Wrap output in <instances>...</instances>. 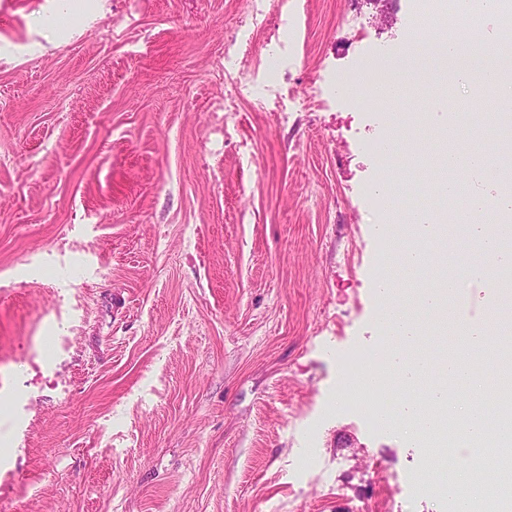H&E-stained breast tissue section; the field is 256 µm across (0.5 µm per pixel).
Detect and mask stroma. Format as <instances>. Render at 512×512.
<instances>
[{
  "mask_svg": "<svg viewBox=\"0 0 512 512\" xmlns=\"http://www.w3.org/2000/svg\"><path fill=\"white\" fill-rule=\"evenodd\" d=\"M425 0H0V512H451L335 409L382 342L363 141L443 112ZM415 53L403 102L336 92ZM463 146L504 101L455 88ZM471 115L462 124V115ZM512 296L465 281L485 324ZM410 52L406 49L398 54L381 60H371L367 64V69H382L395 74H405L409 69Z\"/></svg>",
  "mask_w": 512,
  "mask_h": 512,
  "instance_id": "stroma-1",
  "label": "stroma"
}]
</instances>
